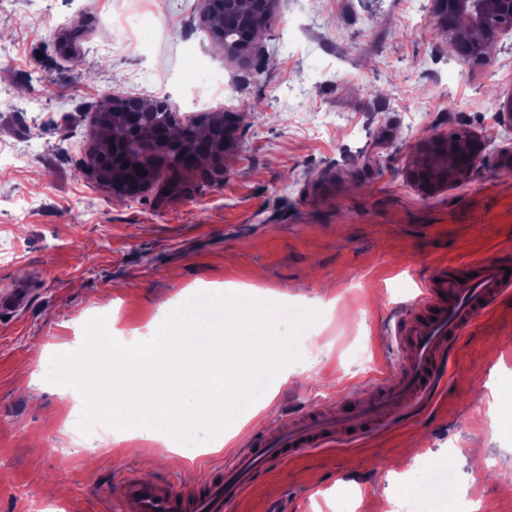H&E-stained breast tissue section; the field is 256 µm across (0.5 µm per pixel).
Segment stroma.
Segmentation results:
<instances>
[{"label": "stroma", "mask_w": 512, "mask_h": 512, "mask_svg": "<svg viewBox=\"0 0 512 512\" xmlns=\"http://www.w3.org/2000/svg\"><path fill=\"white\" fill-rule=\"evenodd\" d=\"M137 23L112 39V0H0V290L31 288L20 315L0 314V512H128V476L179 488L215 478L236 449L290 413L368 400L380 372L406 358L394 317L429 268L512 262V33L473 66L437 24L435 0H278L241 61L206 37L199 0H125ZM228 90L235 117L221 172L203 167L117 200L86 171L92 117L107 88L182 109L197 69ZM462 124L487 140L472 179L434 196L404 177L417 143ZM177 194H168L169 185ZM239 293L321 311L273 400L236 419L243 435L170 457L167 439L132 452L81 432L70 390L45 382L53 355L77 350L107 319L120 343L156 332L196 293ZM512 293L455 344L447 382L426 409L354 448L276 464L234 512H512ZM430 459L450 490L414 501Z\"/></svg>", "instance_id": "1"}]
</instances>
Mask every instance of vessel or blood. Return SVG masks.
Listing matches in <instances>:
<instances>
[{
  "instance_id": "1",
  "label": "vessel or blood",
  "mask_w": 512,
  "mask_h": 512,
  "mask_svg": "<svg viewBox=\"0 0 512 512\" xmlns=\"http://www.w3.org/2000/svg\"><path fill=\"white\" fill-rule=\"evenodd\" d=\"M477 269V276L464 279L455 267L433 268L413 303L414 315L398 318L395 325V339L406 345L408 359L394 376L380 378L371 402L350 399L332 413L313 407L290 416L272 434L238 451L208 485L175 491L159 479L138 477L123 484L121 496L134 501L139 512H233L274 463L305 449L333 446L340 438L362 439L402 419L438 391L454 338L512 289L503 262L486 261Z\"/></svg>"
}]
</instances>
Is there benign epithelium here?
Here are the masks:
<instances>
[{"label":"benign epithelium","mask_w":512,"mask_h":512,"mask_svg":"<svg viewBox=\"0 0 512 512\" xmlns=\"http://www.w3.org/2000/svg\"><path fill=\"white\" fill-rule=\"evenodd\" d=\"M277 0H243L252 13L251 25L264 26ZM467 20L465 27L448 28L449 43L455 53L463 58H477L482 64L490 63V45L505 31H512L504 21L512 19V0H440L438 22L447 28L445 14ZM125 105L124 112L137 120L142 109H150L144 102L117 95L113 103ZM450 130L445 134L434 133L418 144L419 159L406 170L407 180L421 193L430 195L448 187L466 182L481 165L487 142L474 132ZM96 141L101 146L95 157V170L112 177V185L124 192H140L148 189L161 172L194 171L189 165L177 141L169 136L159 137L147 131L131 146L107 145V139L96 130ZM147 174L135 178L138 170Z\"/></svg>","instance_id":"obj_1"}]
</instances>
